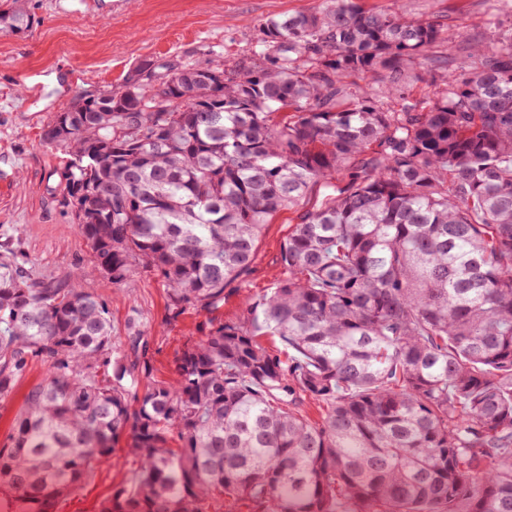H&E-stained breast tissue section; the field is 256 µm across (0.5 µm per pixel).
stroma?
Instances as JSON below:
<instances>
[{
	"instance_id": "stroma-1",
	"label": "stroma",
	"mask_w": 512,
	"mask_h": 512,
	"mask_svg": "<svg viewBox=\"0 0 512 512\" xmlns=\"http://www.w3.org/2000/svg\"><path fill=\"white\" fill-rule=\"evenodd\" d=\"M321 5L322 0H27L33 28L0 32V245L12 247L32 274L69 280L102 298L116 343L125 341L130 310H140L155 377L173 380V360L188 340L200 338L203 318L168 320L166 290L151 274L137 272L127 285L116 286L95 271L53 175L66 156L43 145L42 128L76 94L117 86L141 59L238 58L255 45L263 19ZM406 8L465 35L512 16V0H408ZM294 218L286 209L266 225L251 272L226 297L216 319L234 317L244 300H259L280 278L281 249ZM46 375V366L34 363L11 397L0 401V444L12 434L29 387ZM131 465L125 450L116 449L80 491L58 500L55 512H99Z\"/></svg>"
}]
</instances>
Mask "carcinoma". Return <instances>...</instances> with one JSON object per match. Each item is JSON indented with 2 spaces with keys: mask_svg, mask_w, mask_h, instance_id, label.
<instances>
[{
  "mask_svg": "<svg viewBox=\"0 0 512 512\" xmlns=\"http://www.w3.org/2000/svg\"><path fill=\"white\" fill-rule=\"evenodd\" d=\"M32 24L0 0L1 31ZM258 31L244 58L129 75L44 127L99 271L152 272L169 319L208 330L156 380L140 316L118 345L98 295L3 251L0 400L33 362L48 374L0 446V491L49 512L127 434L101 512H220L226 491L258 512H512V20L457 57L453 27L355 0ZM434 62L423 105L410 82ZM284 209L282 276L211 317Z\"/></svg>",
  "mask_w": 512,
  "mask_h": 512,
  "instance_id": "cac0c4a2",
  "label": "carcinoma"
}]
</instances>
